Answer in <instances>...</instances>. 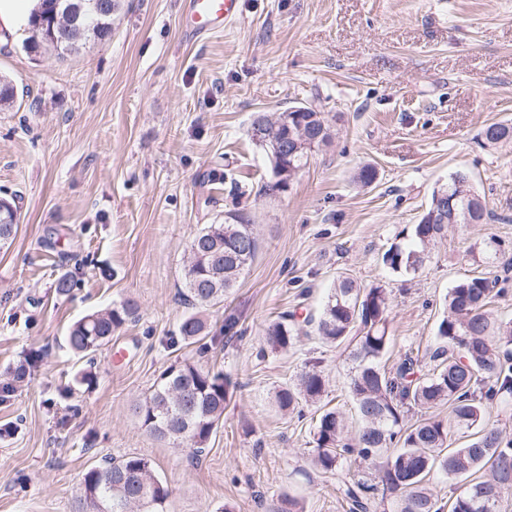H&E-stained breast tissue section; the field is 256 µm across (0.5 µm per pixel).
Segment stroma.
<instances>
[{"label": "stroma", "instance_id": "obj_1", "mask_svg": "<svg viewBox=\"0 0 512 512\" xmlns=\"http://www.w3.org/2000/svg\"><path fill=\"white\" fill-rule=\"evenodd\" d=\"M112 35L61 52L32 42L26 16L0 40V197L21 219L0 245V512H75L81 475L107 456L141 454L172 489L167 512H344L334 476L310 462L313 406L280 411L279 387L313 359L346 416L344 350L303 335L266 349L284 311L317 315L337 277L382 284L393 365L436 344L449 288L476 274L468 250L494 236L512 259V144L484 145L512 122V0H242L241 18L194 41L179 0H119ZM310 105L331 139L286 191L249 137L256 113ZM376 178L354 179L363 166ZM468 175L494 218L449 229L413 277L382 253L418 223L434 189ZM243 214L256 257L207 308L204 354L178 340L187 246L202 225ZM76 285L59 295L62 276ZM132 301L135 314L93 360L70 325ZM237 325L225 335L224 318ZM196 357L239 389L200 457L156 440L133 414L159 373ZM92 383L81 380L85 372ZM480 136L489 146L512 142V123L489 124L482 129Z\"/></svg>", "mask_w": 512, "mask_h": 512}]
</instances>
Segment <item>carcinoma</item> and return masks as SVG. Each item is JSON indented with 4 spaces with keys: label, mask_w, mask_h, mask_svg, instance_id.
Instances as JSON below:
<instances>
[{
    "label": "carcinoma",
    "mask_w": 512,
    "mask_h": 512,
    "mask_svg": "<svg viewBox=\"0 0 512 512\" xmlns=\"http://www.w3.org/2000/svg\"><path fill=\"white\" fill-rule=\"evenodd\" d=\"M41 10L28 17L31 39L54 44L51 35L56 0H41ZM112 36V15L96 17L72 28L69 41L56 49L69 51L80 41H103ZM304 133L293 132L288 153L268 145L274 181L267 191H284L307 164L311 152L329 139L318 136L328 124L325 113H299ZM489 146L512 142V123H492L481 131ZM443 198L431 201L410 240L391 246L381 256L388 270L411 276L430 258V249L457 224H480L489 218L469 178L455 173L436 189ZM21 213L15 200L0 205V243L17 232ZM258 250L252 225L239 213L204 225L192 238L185 266L188 301L214 306L238 285ZM504 255L501 242L491 236L471 250L474 262L494 265ZM505 293L498 278L478 273L457 281L448 290V314L436 327L437 346L430 353L431 372L421 373L419 360L405 354L392 369L381 365L388 354L390 298L380 285L363 288L349 277L336 280L314 324L323 341L350 348L349 393L354 417L322 403L327 380L319 362L309 363L296 383L275 395L280 410L292 413L300 404L320 405L312 453L315 466L336 476L347 512H501V494L512 487V436L487 421L489 409L512 402V318L494 312L496 297ZM135 313L127 301L92 312L68 329L67 343L81 357H93ZM295 313L273 322L267 343L286 350L298 339ZM178 332L186 346L205 348L206 320L193 313L180 321ZM237 384L217 371L205 370L188 358L165 368L133 413L146 433L184 445L199 456L224 419V407ZM448 406V417L431 416L407 423L413 407ZM440 471L457 481L448 504L428 485ZM171 490L145 455L106 457L85 470L75 512H167Z\"/></svg>",
    "instance_id": "1"
}]
</instances>
